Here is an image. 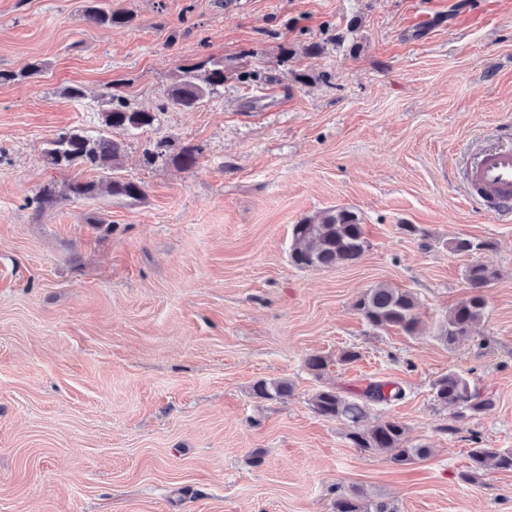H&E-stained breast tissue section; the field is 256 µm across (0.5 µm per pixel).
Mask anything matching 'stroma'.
<instances>
[{
  "label": "stroma",
  "instance_id": "obj_1",
  "mask_svg": "<svg viewBox=\"0 0 512 512\" xmlns=\"http://www.w3.org/2000/svg\"><path fill=\"white\" fill-rule=\"evenodd\" d=\"M84 5L0 0V70L43 64L0 83V512H332L353 490L395 512H512V472L461 479L473 442L512 448V221L461 183L471 156L512 138V0H112L133 16L112 28ZM211 57L223 87L168 107L178 70ZM115 85L156 115L115 169L145 200L34 213L47 181L93 178L42 152L103 129ZM159 140L200 146L196 167L146 164ZM340 207L361 219V259L293 266V224ZM456 237L492 248L454 253ZM479 263L496 272L484 316L446 345L438 328ZM381 284L415 295L418 335L356 313ZM350 347L360 359L340 362ZM451 370L495 405L448 436L431 384ZM280 378L288 398L252 397ZM372 381L405 395L369 423L401 422L431 456L361 452L310 407L321 387Z\"/></svg>",
  "mask_w": 512,
  "mask_h": 512
}]
</instances>
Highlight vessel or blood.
<instances>
[{
  "instance_id": "1",
  "label": "vessel or blood",
  "mask_w": 512,
  "mask_h": 512,
  "mask_svg": "<svg viewBox=\"0 0 512 512\" xmlns=\"http://www.w3.org/2000/svg\"><path fill=\"white\" fill-rule=\"evenodd\" d=\"M466 192L493 217L512 214V145L478 154L464 172Z\"/></svg>"
}]
</instances>
